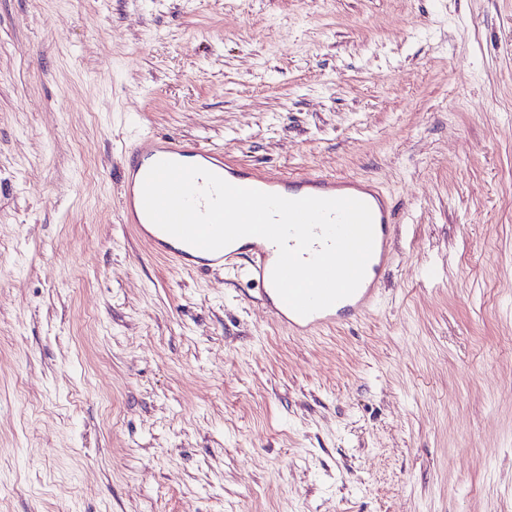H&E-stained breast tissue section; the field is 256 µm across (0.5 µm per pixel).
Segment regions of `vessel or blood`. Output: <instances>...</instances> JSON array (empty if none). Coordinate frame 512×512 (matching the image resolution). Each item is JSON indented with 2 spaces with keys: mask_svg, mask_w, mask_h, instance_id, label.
I'll return each instance as SVG.
<instances>
[{
  "mask_svg": "<svg viewBox=\"0 0 512 512\" xmlns=\"http://www.w3.org/2000/svg\"><path fill=\"white\" fill-rule=\"evenodd\" d=\"M162 160L197 165L232 185L288 199L308 196L350 197L363 201L369 206L373 217L374 248L361 285L352 296L333 306L301 316L282 301L273 286L272 271L278 258V248L269 240L249 236L244 243L234 242L220 250L207 251L166 233L147 217L142 195L148 171ZM122 177L126 187L124 221L142 232L159 254L179 266L195 268H223L235 260H244V274L248 284L258 287L260 299L272 315L296 334L318 333L360 317L374 303L381 280L390 266L389 246L394 227V208L381 191L363 187L355 179H336L322 175L281 177L269 171L248 170L226 159L221 151L155 135L141 138L124 151Z\"/></svg>",
  "mask_w": 512,
  "mask_h": 512,
  "instance_id": "1",
  "label": "vessel or blood"
}]
</instances>
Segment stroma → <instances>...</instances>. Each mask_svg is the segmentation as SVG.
Returning <instances> with one entry per match:
<instances>
[{"label":"stroma","mask_w":512,"mask_h":512,"mask_svg":"<svg viewBox=\"0 0 512 512\" xmlns=\"http://www.w3.org/2000/svg\"><path fill=\"white\" fill-rule=\"evenodd\" d=\"M148 134L379 187L375 305L175 268ZM0 512H512V0H0Z\"/></svg>","instance_id":"obj_1"}]
</instances>
